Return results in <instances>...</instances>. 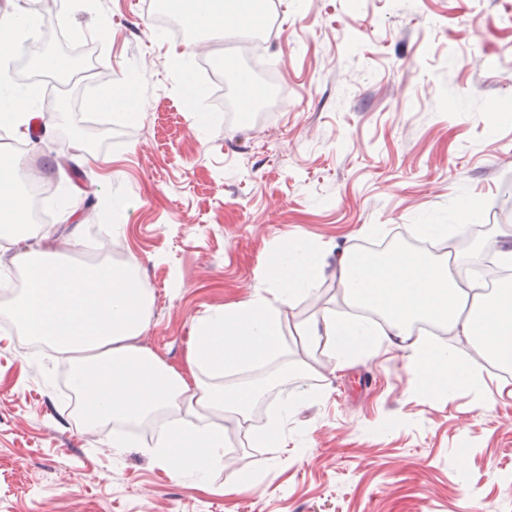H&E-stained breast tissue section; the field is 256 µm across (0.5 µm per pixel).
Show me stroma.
<instances>
[{
  "instance_id": "35a3bbf8",
  "label": "stroma",
  "mask_w": 512,
  "mask_h": 512,
  "mask_svg": "<svg viewBox=\"0 0 512 512\" xmlns=\"http://www.w3.org/2000/svg\"><path fill=\"white\" fill-rule=\"evenodd\" d=\"M273 2L265 56L287 100L249 123L235 121L240 89L223 71L200 72L201 97L181 90L184 61L223 55V35H155L145 0H62L64 38L47 44L87 46L123 77L111 143L86 148L76 128L109 101L66 75L25 87L39 104L75 100L21 138L25 165L62 199L45 249L86 267L91 228L120 203L112 245L153 298L133 343L181 373L197 321L266 287L286 236L317 245L322 275L315 299L282 308L285 330L344 318L336 259L371 243L365 226L405 241L414 224H479L474 244L512 246V0ZM66 131L77 184L58 162ZM18 334L0 327V512H512V397L482 355L467 361L486 389L449 396L425 391L397 348L341 370L318 355L314 395L277 447L235 436L201 480L146 441L119 453L79 426L58 387L78 353H22Z\"/></svg>"
}]
</instances>
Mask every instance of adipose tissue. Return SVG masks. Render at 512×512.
<instances>
[{"instance_id": "ef3b65f1", "label": "adipose tissue", "mask_w": 512, "mask_h": 512, "mask_svg": "<svg viewBox=\"0 0 512 512\" xmlns=\"http://www.w3.org/2000/svg\"><path fill=\"white\" fill-rule=\"evenodd\" d=\"M181 6L188 25L197 30L254 22L245 0H182ZM32 109L19 98L10 73L0 70V129L19 131ZM315 258L312 242L285 237L270 258V290H257L248 301L198 322L186 376L131 345L144 327L149 291L126 269L77 268L53 260L49 252L24 249L17 260L27 272V288L13 315L30 335L64 349H93L91 362L73 369V392L85 398L97 417L154 423L156 454L181 468L204 460V468H197L202 478L220 462L224 446L212 413L246 418L259 395L239 385L212 389L204 376L257 366L279 348L280 310L310 294L317 278ZM481 261L476 250L454 249L437 257L390 251L367 262L349 251L337 259L336 281L348 302L384 309L381 340L404 350L409 367H421L452 391L478 389L484 376L467 366L462 349L411 335L409 328L416 321L433 322L476 344L490 338V360L511 367L512 286L487 293L459 276L461 268ZM371 333L365 323L342 325L328 315L312 317L295 331L302 357L284 361L277 378L299 383V397H308L305 383L316 371L317 351L328 350L343 367Z\"/></svg>"}]
</instances>
